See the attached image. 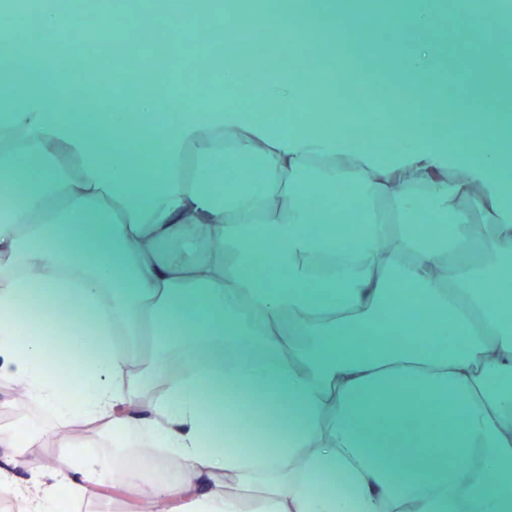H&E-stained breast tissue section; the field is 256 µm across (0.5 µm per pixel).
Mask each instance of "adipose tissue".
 <instances>
[{"mask_svg": "<svg viewBox=\"0 0 512 512\" xmlns=\"http://www.w3.org/2000/svg\"><path fill=\"white\" fill-rule=\"evenodd\" d=\"M301 0L244 10L233 29L267 28L291 59L265 77L287 124L257 121L171 77L142 86L87 133L65 90L0 98V364L51 414L60 447L70 420L113 438L146 406L151 445L183 460L165 502L224 474L259 512H512V116L457 126L449 150L423 122L387 142L353 137L310 80L295 21ZM386 21L426 34L425 0H392ZM15 24L43 41L66 29L57 0ZM211 135L199 140L200 126ZM161 157L144 174L131 144ZM258 154L261 185L225 201L218 170ZM495 234L471 233L476 216ZM451 220L423 248L422 218ZM186 241L196 256L141 251L142 238ZM391 257L380 262L381 244ZM72 314L68 383L46 329ZM193 336L208 361L154 392L163 365L131 360ZM76 479L48 469L14 495L20 512H78L106 483L89 455Z\"/></svg>", "mask_w": 512, "mask_h": 512, "instance_id": "obj_1", "label": "adipose tissue"}]
</instances>
